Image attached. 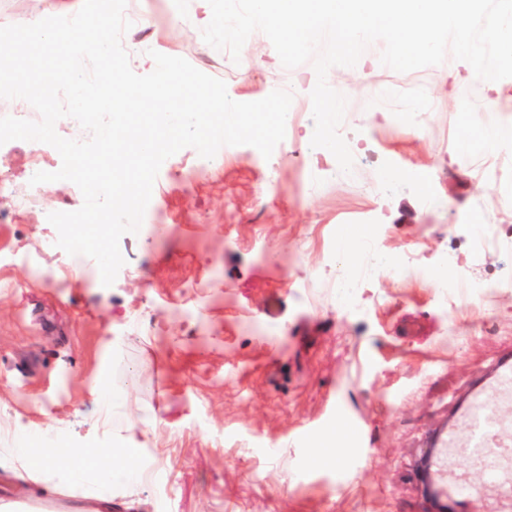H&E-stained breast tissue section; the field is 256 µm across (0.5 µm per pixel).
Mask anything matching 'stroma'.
<instances>
[{
    "label": "stroma",
    "mask_w": 512,
    "mask_h": 512,
    "mask_svg": "<svg viewBox=\"0 0 512 512\" xmlns=\"http://www.w3.org/2000/svg\"><path fill=\"white\" fill-rule=\"evenodd\" d=\"M81 5L0 0V26ZM127 9L146 21V49L225 81L232 100L290 90L294 147L166 159L106 287L47 221L72 189H29L37 163L60 167L57 150L0 145V503L87 512L82 487L37 494L38 472L13 460L16 435L52 424L64 449L152 454L143 480L114 468L99 512H485L492 499L442 482L426 495L422 456L437 432L464 429L463 407L512 359V149L459 146L462 123L512 121V78L487 89L450 57L398 73L379 42L330 68L347 97L346 174L311 145V64L284 68L259 31L225 58L202 39L207 0ZM351 227L370 247L346 307L336 282ZM442 270L457 293L436 287ZM100 376L128 385L108 425L91 394ZM344 432L340 463L313 462L316 440Z\"/></svg>",
    "instance_id": "1"
}]
</instances>
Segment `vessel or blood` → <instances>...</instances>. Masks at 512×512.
I'll return each mask as SVG.
<instances>
[{"instance_id":"b4317fda","label":"vessel or blood","mask_w":512,"mask_h":512,"mask_svg":"<svg viewBox=\"0 0 512 512\" xmlns=\"http://www.w3.org/2000/svg\"><path fill=\"white\" fill-rule=\"evenodd\" d=\"M512 401V369L504 368L489 390L478 393L465 411L466 432L442 437L444 448H511L512 422L502 419L499 405Z\"/></svg>"}]
</instances>
